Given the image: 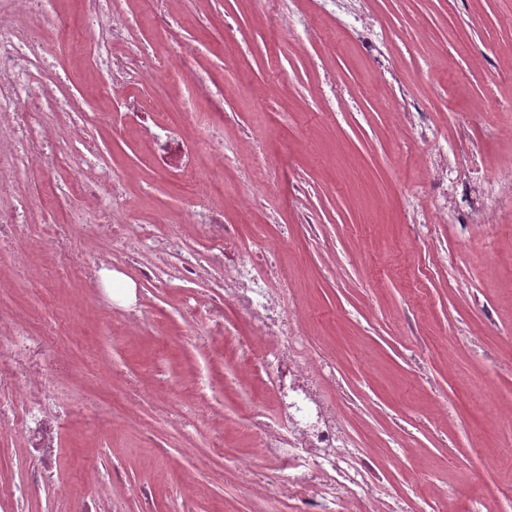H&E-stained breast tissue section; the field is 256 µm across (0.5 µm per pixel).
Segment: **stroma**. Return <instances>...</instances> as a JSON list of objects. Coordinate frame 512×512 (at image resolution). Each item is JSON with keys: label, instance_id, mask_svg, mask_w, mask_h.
Masks as SVG:
<instances>
[{"label": "stroma", "instance_id": "35a3bbf8", "mask_svg": "<svg viewBox=\"0 0 512 512\" xmlns=\"http://www.w3.org/2000/svg\"><path fill=\"white\" fill-rule=\"evenodd\" d=\"M89 6L52 0L41 24L46 44L33 78L52 84L69 107L39 120L53 156L16 175L23 213L10 255L0 256L9 284L0 301L52 303L72 324L67 344L79 368L56 377L59 401L97 396L107 406L102 426L72 420L54 477L0 512H75L84 501L98 512H290L255 494L236 466L255 454L243 419L255 408L273 415L271 395L263 384L236 381L232 359H215L222 339L186 311L184 291L138 287L137 267L106 238L92 250L111 255L116 282L62 271L48 283L35 277L50 257L30 226L76 217L93 224L117 202L132 223L163 233L193 193L138 130L113 124L123 99L97 92L106 75L89 57ZM125 9L156 57L178 41L203 44L195 68L223 86V111H212L189 81L170 98L193 100L223 123L230 146L259 154L248 173L225 168L216 206L260 182L266 160L279 163L278 187L231 214L248 232L290 225L282 251L290 301L337 360L357 404L349 413L357 441L383 466L396 426L405 427L406 467L428 474L414 506L445 486L452 498L437 501V512H466L478 497L495 506L512 477V424L491 411L512 405V211L500 204L499 182L512 173V0H295V13L313 27L304 54L285 46L253 0H126ZM159 11L177 20L169 32L154 28ZM160 82L153 77L128 95L153 101L178 126ZM86 151L87 165H63ZM111 172L116 186L97 197L72 189ZM439 206L443 223L413 239L411 225ZM14 253L28 275H17ZM131 284L145 311L134 325L118 316ZM415 348L452 406L450 418L437 416L410 371L406 354ZM203 378L214 397L207 415L164 421L169 401L194 402ZM131 379L150 397L130 401ZM216 431L224 434L220 457L210 447ZM31 467L20 433L0 429V484L23 485Z\"/></svg>", "mask_w": 512, "mask_h": 512}]
</instances>
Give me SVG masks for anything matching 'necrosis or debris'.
Wrapping results in <instances>:
<instances>
[{"instance_id":"obj_1","label":"necrosis or debris","mask_w":512,"mask_h":512,"mask_svg":"<svg viewBox=\"0 0 512 512\" xmlns=\"http://www.w3.org/2000/svg\"><path fill=\"white\" fill-rule=\"evenodd\" d=\"M49 0H0V16L18 15L19 26H0V132L23 131L20 152L0 151V194L8 192L20 161L34 162L46 153L45 137L30 134L54 100L50 85H35L27 68L43 50L28 24L40 21ZM92 59L111 68L102 93L137 83L141 46L123 9L112 0V28L101 34L95 8L84 14ZM187 213L200 230V246L186 251L181 232L155 234L117 214L98 224H53L44 236L52 244L53 262L80 277L106 259L90 260L89 247L103 236L113 245L128 241L156 251L168 261L166 274L155 266L142 269L140 280L158 288H181L221 272L223 284L204 302L188 304L205 322L221 318L219 332L236 351V374L266 384L277 401L275 420L252 411L247 432L252 445L270 462V475L255 487L292 504L295 512H410L404 498H385L378 489L386 474L375 457L359 447L348 429L340 372L325 349L314 347L302 319L289 303L292 288L279 261L284 235H245L241 225L215 214L211 190L194 194ZM28 312L0 305V425L22 431L33 453V483L52 475L64 416L53 406L56 374L72 371L62 351L55 320L32 330Z\"/></svg>"}]
</instances>
